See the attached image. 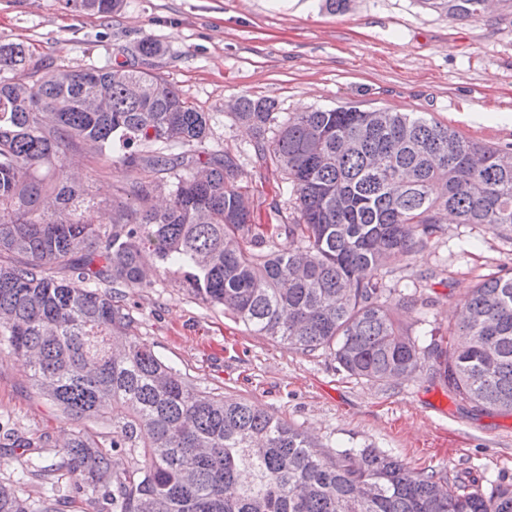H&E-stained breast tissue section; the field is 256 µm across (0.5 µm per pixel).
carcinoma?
<instances>
[{
	"instance_id": "obj_1",
	"label": "carcinoma",
	"mask_w": 512,
	"mask_h": 512,
	"mask_svg": "<svg viewBox=\"0 0 512 512\" xmlns=\"http://www.w3.org/2000/svg\"><path fill=\"white\" fill-rule=\"evenodd\" d=\"M71 2L109 15L120 0ZM441 4L458 19L483 11V0ZM162 51L147 36L126 65L0 77V359L23 360L64 420L112 427L73 431L57 461L20 479L53 489L65 470L95 512H512V484L479 489L469 472L415 471L378 448L326 453L248 400L198 389L140 338L124 292L174 269L201 304L328 352L351 376L391 384L431 359L473 410L512 413L511 273L460 296V317L427 344L386 306L392 258L436 245L446 214L512 240V152L423 114L350 107L300 112L268 140L275 102L240 95L236 120L294 200L292 221L261 236L237 156L196 153L212 115L136 64ZM26 58L0 42V71ZM103 157L133 174L105 206L81 167ZM3 438L53 447L48 434ZM66 504L0 481V512Z\"/></svg>"
}]
</instances>
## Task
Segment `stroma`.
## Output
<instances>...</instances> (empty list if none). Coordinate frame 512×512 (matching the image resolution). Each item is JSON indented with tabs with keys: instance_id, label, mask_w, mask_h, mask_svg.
Instances as JSON below:
<instances>
[{
	"instance_id": "stroma-1",
	"label": "stroma",
	"mask_w": 512,
	"mask_h": 512,
	"mask_svg": "<svg viewBox=\"0 0 512 512\" xmlns=\"http://www.w3.org/2000/svg\"><path fill=\"white\" fill-rule=\"evenodd\" d=\"M162 43L145 68L213 116L205 150L238 155L260 231L289 222L293 200L280 176H258L255 140L225 107L240 94L277 102L278 120L316 108L355 105L423 112L460 135L496 147L512 143V7L496 4L459 20L423 0H349L332 13L323 0H122L110 16L66 0H0V41L29 51L25 76L93 68L129 58L144 36ZM391 267L401 291L420 274L446 280L422 290L425 310L388 307L426 336L445 328L458 297L478 279L512 270V241L486 226L449 221L440 243ZM139 335L199 389L245 398L307 432L328 449L381 448L415 470L468 468L512 482V414L480 413L429 370L380 385L348 376L324 351L304 354L199 303L178 275L130 293ZM38 399L22 364L0 360V434L71 431ZM52 462L53 450L0 445V479L37 499V482H17L22 462Z\"/></svg>"
}]
</instances>
